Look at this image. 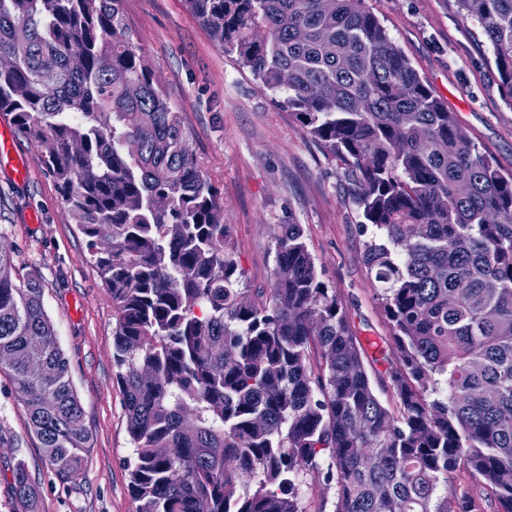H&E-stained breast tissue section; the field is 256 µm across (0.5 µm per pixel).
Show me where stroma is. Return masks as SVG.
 Returning <instances> with one entry per match:
<instances>
[{"mask_svg": "<svg viewBox=\"0 0 512 512\" xmlns=\"http://www.w3.org/2000/svg\"><path fill=\"white\" fill-rule=\"evenodd\" d=\"M366 3L482 151L512 172V104L500 92L482 29L462 21L456 0ZM122 8L224 203L243 287H269L279 225H302L317 267L352 311L367 371L387 399L389 331L361 260L369 234L360 227L340 161L275 106L272 92L233 55L215 47L181 0H123ZM14 144L28 176L18 180L10 164H0V246L20 276L43 287L91 446L80 475L60 480L44 462L13 381L0 372V512H23L13 485L20 465L38 491V512H136L128 468L133 448L112 363V299L40 148L19 133Z\"/></svg>", "mask_w": 512, "mask_h": 512, "instance_id": "35a3bbf8", "label": "stroma"}]
</instances>
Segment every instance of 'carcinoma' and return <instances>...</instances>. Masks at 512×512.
<instances>
[{"label":"carcinoma","instance_id":"obj_1","mask_svg":"<svg viewBox=\"0 0 512 512\" xmlns=\"http://www.w3.org/2000/svg\"><path fill=\"white\" fill-rule=\"evenodd\" d=\"M183 3L342 163L375 228L362 261L393 366L384 403L301 225H280L269 287H239L224 205L122 0H0V112L41 148L112 296L137 512H306L308 475L336 488L333 512H512V172L364 0ZM457 4L512 105V0ZM0 369L48 468L79 475L69 360L39 281L16 283L1 246ZM14 490L36 512L21 467Z\"/></svg>","mask_w":512,"mask_h":512}]
</instances>
